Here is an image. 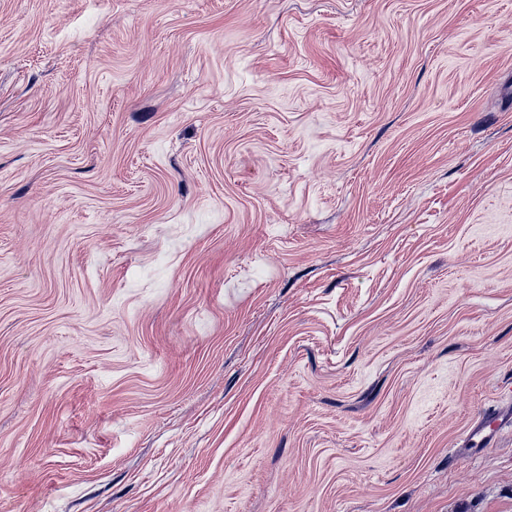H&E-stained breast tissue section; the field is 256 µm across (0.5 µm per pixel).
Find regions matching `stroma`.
<instances>
[{"label": "stroma", "instance_id": "stroma-1", "mask_svg": "<svg viewBox=\"0 0 512 512\" xmlns=\"http://www.w3.org/2000/svg\"><path fill=\"white\" fill-rule=\"evenodd\" d=\"M512 0H0V512H512ZM512 423V407L482 411L468 429L466 443L469 449L491 447L505 423Z\"/></svg>", "mask_w": 512, "mask_h": 512}]
</instances>
